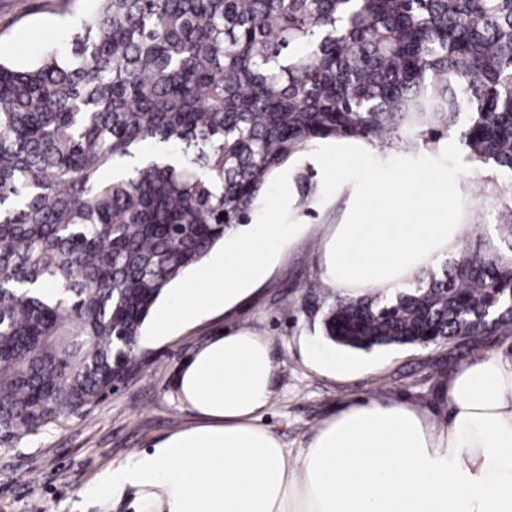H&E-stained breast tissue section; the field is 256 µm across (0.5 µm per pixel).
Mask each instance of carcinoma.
Returning <instances> with one entry per match:
<instances>
[{
    "label": "carcinoma",
    "instance_id": "carcinoma-1",
    "mask_svg": "<svg viewBox=\"0 0 512 512\" xmlns=\"http://www.w3.org/2000/svg\"><path fill=\"white\" fill-rule=\"evenodd\" d=\"M463 112L470 157L512 176V0H95L0 60V447L110 393L168 285L315 141L412 152ZM501 207L507 249L307 311L358 350L512 336Z\"/></svg>",
    "mask_w": 512,
    "mask_h": 512
}]
</instances>
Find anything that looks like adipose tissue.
I'll use <instances>...</instances> for the list:
<instances>
[{"mask_svg":"<svg viewBox=\"0 0 512 512\" xmlns=\"http://www.w3.org/2000/svg\"><path fill=\"white\" fill-rule=\"evenodd\" d=\"M337 154L326 178L367 171L354 220L325 244L326 279L342 296L404 287L466 235L448 221L440 176L367 169L359 147ZM294 231L270 224L238 239L206 287L182 289L159 308L158 332L241 299ZM274 372L265 337H214L176 381L199 424L104 473L103 495L133 492L135 512H512V356L467 358L440 384L433 409L374 397L344 404L295 454L259 423Z\"/></svg>","mask_w":512,"mask_h":512,"instance_id":"1","label":"adipose tissue"}]
</instances>
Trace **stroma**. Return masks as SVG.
<instances>
[{"label":"stroma","instance_id":"35a3bbf8","mask_svg":"<svg viewBox=\"0 0 512 512\" xmlns=\"http://www.w3.org/2000/svg\"><path fill=\"white\" fill-rule=\"evenodd\" d=\"M93 0H0V51L19 66L62 44ZM332 140L316 141L294 163L275 171L251 215L252 225L297 224L300 233L278 248L265 278L238 304L157 338L146 322L140 340L142 371L118 383L99 403L46 426L15 448H0V512H133V493L104 503L94 487L129 454L196 423L178 400L174 381L183 364L220 331L247 330L267 337L276 371L273 398L260 423L283 447H307L318 425L359 397L404 398L426 407L439 382L464 358L480 351H512V337H461L440 344L392 345L360 351L364 368L339 378L308 365L309 344H326L319 322L304 308L311 285H325L323 244L350 219L353 193L364 174L349 170L326 180L335 165ZM372 165L447 178L457 223L470 233L445 261L457 259L476 236L499 242V202L512 179L471 161L462 128L444 135L437 152L409 154L370 147Z\"/></svg>","mask_w":512,"mask_h":512}]
</instances>
